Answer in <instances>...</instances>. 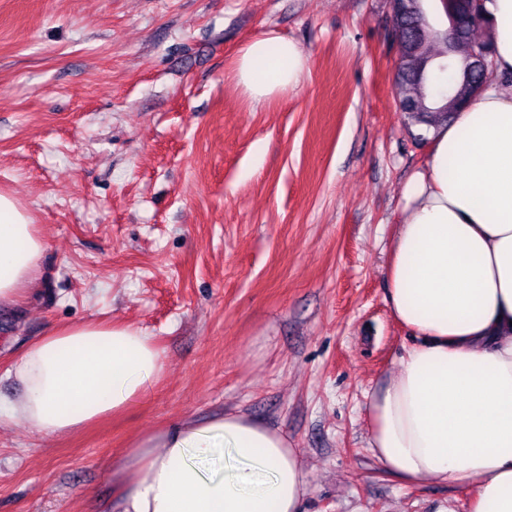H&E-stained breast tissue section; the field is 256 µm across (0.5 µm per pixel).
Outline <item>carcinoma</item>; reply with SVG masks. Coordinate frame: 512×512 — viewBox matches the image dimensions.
<instances>
[{
  "instance_id": "cac0c4a2",
  "label": "carcinoma",
  "mask_w": 512,
  "mask_h": 512,
  "mask_svg": "<svg viewBox=\"0 0 512 512\" xmlns=\"http://www.w3.org/2000/svg\"><path fill=\"white\" fill-rule=\"evenodd\" d=\"M486 17L456 29L428 0H398L392 6V32L399 46L395 77L398 107L408 128L437 127L469 106L477 76L470 64L492 57V42L474 39Z\"/></svg>"
}]
</instances>
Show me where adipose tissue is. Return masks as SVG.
I'll return each instance as SVG.
<instances>
[{
	"instance_id": "1",
	"label": "adipose tissue",
	"mask_w": 512,
	"mask_h": 512,
	"mask_svg": "<svg viewBox=\"0 0 512 512\" xmlns=\"http://www.w3.org/2000/svg\"><path fill=\"white\" fill-rule=\"evenodd\" d=\"M494 79L474 105L431 129L403 187L386 266L388 301L414 344L367 394L372 457L395 481L470 489L471 512H512V0H484ZM307 58L269 32L242 49L235 77L261 103L295 89ZM45 238L0 193V308L32 292ZM165 369L152 336L95 319L56 326L5 370L0 427L64 436L123 414ZM119 512H300L298 453L277 428L227 412L144 432L113 466Z\"/></svg>"
}]
</instances>
